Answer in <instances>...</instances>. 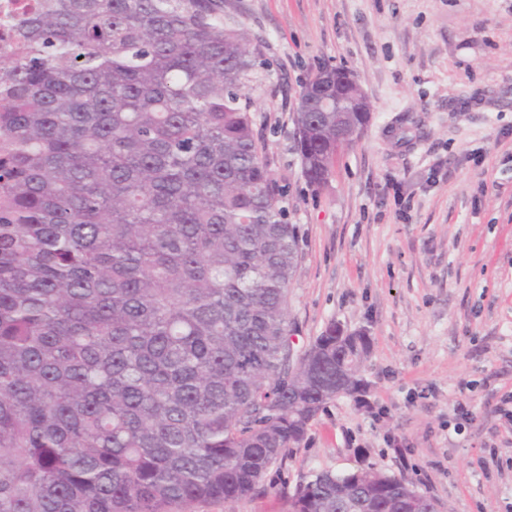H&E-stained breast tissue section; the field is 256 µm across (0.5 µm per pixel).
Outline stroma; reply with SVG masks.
<instances>
[{"mask_svg": "<svg viewBox=\"0 0 512 512\" xmlns=\"http://www.w3.org/2000/svg\"><path fill=\"white\" fill-rule=\"evenodd\" d=\"M262 44L243 93L301 258L304 346L365 331L370 409L329 401L256 492L192 512H291L301 476L373 467L441 512H512V0H224ZM371 105L321 189L291 116L319 67Z\"/></svg>", "mask_w": 512, "mask_h": 512, "instance_id": "35a3bbf8", "label": "stroma"}]
</instances>
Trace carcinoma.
Segmentation results:
<instances>
[{"label": "carcinoma", "mask_w": 512, "mask_h": 512, "mask_svg": "<svg viewBox=\"0 0 512 512\" xmlns=\"http://www.w3.org/2000/svg\"><path fill=\"white\" fill-rule=\"evenodd\" d=\"M224 0H43L0 59V512L235 502L356 383L362 331L296 352L295 224ZM292 112L310 185L356 112ZM405 478L301 477L300 512H430Z\"/></svg>", "instance_id": "carcinoma-1"}]
</instances>
